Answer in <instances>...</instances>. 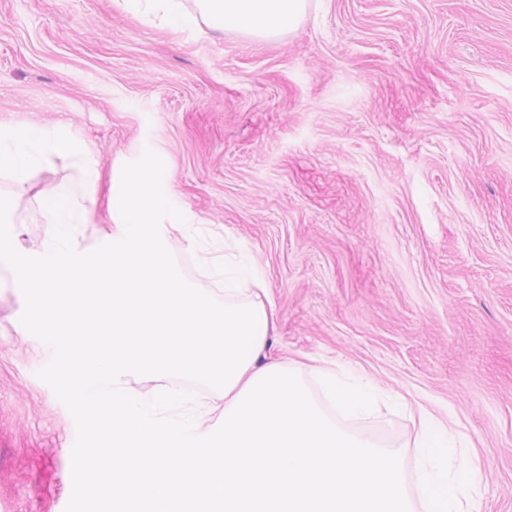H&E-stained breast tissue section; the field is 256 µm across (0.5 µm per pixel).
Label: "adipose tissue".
Returning <instances> with one entry per match:
<instances>
[{"label":"adipose tissue","instance_id":"ef3b65f1","mask_svg":"<svg viewBox=\"0 0 512 512\" xmlns=\"http://www.w3.org/2000/svg\"><path fill=\"white\" fill-rule=\"evenodd\" d=\"M206 15L217 27H234L259 36H275L293 29L303 11L304 0H205ZM63 159L78 170L85 183L99 179L74 139L50 128L20 129L0 122V174L26 186L33 171ZM324 395L337 413L359 419L378 408V388L365 372L315 370Z\"/></svg>","mask_w":512,"mask_h":512}]
</instances>
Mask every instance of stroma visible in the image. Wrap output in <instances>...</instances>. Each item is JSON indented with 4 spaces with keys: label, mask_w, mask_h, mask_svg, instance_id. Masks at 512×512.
<instances>
[{
    "label": "stroma",
    "mask_w": 512,
    "mask_h": 512,
    "mask_svg": "<svg viewBox=\"0 0 512 512\" xmlns=\"http://www.w3.org/2000/svg\"><path fill=\"white\" fill-rule=\"evenodd\" d=\"M174 32L112 0H0V121L76 138L101 179L86 248L144 148L205 242L247 252L276 317L268 354L364 369L381 412L344 422L405 454L423 404L482 456V512H512V0H306L274 37L218 29L199 0ZM0 177L19 252L47 233L40 192ZM167 247L187 281L219 254ZM0 266V512H65L73 418L38 378L24 301Z\"/></svg>",
    "instance_id": "1"
}]
</instances>
